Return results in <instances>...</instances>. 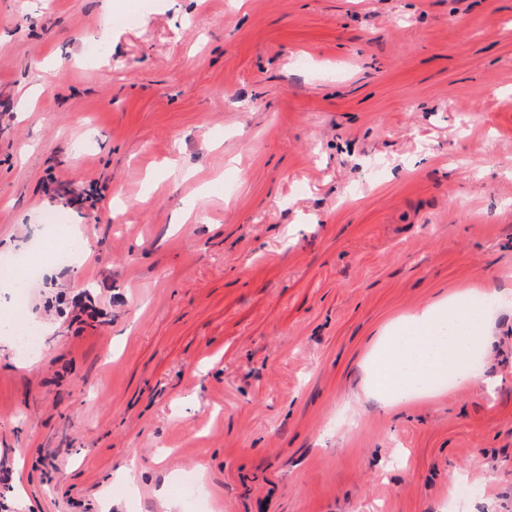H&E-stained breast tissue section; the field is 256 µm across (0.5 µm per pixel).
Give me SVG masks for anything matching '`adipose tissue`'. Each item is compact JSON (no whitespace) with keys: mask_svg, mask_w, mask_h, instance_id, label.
Returning <instances> with one entry per match:
<instances>
[{"mask_svg":"<svg viewBox=\"0 0 512 512\" xmlns=\"http://www.w3.org/2000/svg\"><path fill=\"white\" fill-rule=\"evenodd\" d=\"M61 247L70 248L74 264H83L88 251L85 227L65 225L45 241L43 275L53 276L55 267L47 256ZM464 303V295H457L400 326L396 335L378 337L375 348L384 352L385 358L373 374V386L393 390L394 400L403 402L428 381L450 373L463 386L482 382L483 374L468 362L478 348L490 345L491 320L470 314Z\"/></svg>","mask_w":512,"mask_h":512,"instance_id":"ef3b65f1","label":"adipose tissue"}]
</instances>
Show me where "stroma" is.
Listing matches in <instances>:
<instances>
[{
    "instance_id": "stroma-1",
    "label": "stroma",
    "mask_w": 512,
    "mask_h": 512,
    "mask_svg": "<svg viewBox=\"0 0 512 512\" xmlns=\"http://www.w3.org/2000/svg\"><path fill=\"white\" fill-rule=\"evenodd\" d=\"M121 3L0 0V255L94 268L0 341V512H512V0ZM463 288L492 385L369 394ZM60 247L70 248L72 263L83 266L88 251V236L85 227L81 224H66L63 229L59 227L51 239L45 241L40 257V271L43 275L50 277L55 273V266L49 263L47 257ZM19 331L13 336L16 350L21 357L39 351L43 346V338L39 330L30 325L17 323Z\"/></svg>"
}]
</instances>
